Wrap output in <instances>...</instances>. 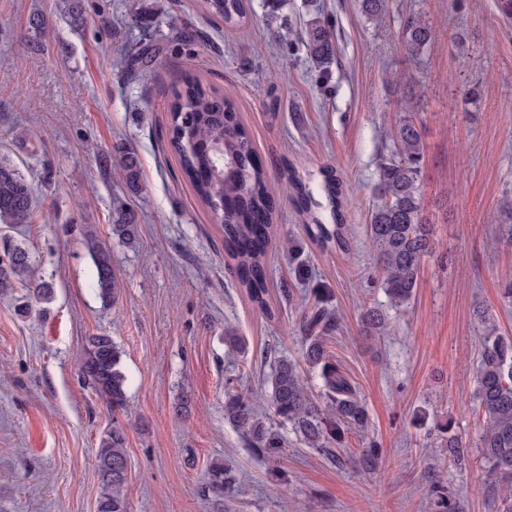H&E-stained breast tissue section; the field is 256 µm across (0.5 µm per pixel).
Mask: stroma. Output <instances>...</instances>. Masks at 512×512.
<instances>
[{
  "instance_id": "obj_1",
  "label": "stroma",
  "mask_w": 512,
  "mask_h": 512,
  "mask_svg": "<svg viewBox=\"0 0 512 512\" xmlns=\"http://www.w3.org/2000/svg\"><path fill=\"white\" fill-rule=\"evenodd\" d=\"M143 10L154 16L147 32L132 22ZM413 14L434 32L415 61L401 44ZM316 16L336 34L326 74L300 38L276 35ZM129 45L147 54L146 69L116 66ZM188 76L231 94L266 167L275 318L239 288L224 233L170 145L167 104ZM406 114L424 142L432 251L412 298L394 308L367 224L380 165L395 151L390 133ZM125 151L141 166L134 192L114 175ZM1 157L27 176L35 207L31 223L0 227V254L27 247L53 296L22 317V291L0 295V512H95L99 439L115 421L127 429L128 512H209L216 461L239 479L226 512H436V482L461 512H499L473 396L485 323L512 336L500 297L512 280L501 227L512 204V21L497 0H388L378 23L358 0H283L275 16L266 0H249L247 22L234 28L202 0H83L76 26L62 0H0ZM325 168L349 188L345 252L308 239L284 190L296 172L328 217ZM120 207L138 217L135 245L112 234ZM92 242L112 255L116 304L94 289ZM317 288L338 319L329 350L356 382L368 423L329 457L267 417L285 445L271 465L225 420L224 387L261 395L274 356L301 360ZM370 308L380 325L366 324ZM228 331L245 339L244 356L228 353ZM104 333L127 376L128 406L117 413L80 378L86 338ZM452 434L463 458L446 447Z\"/></svg>"
}]
</instances>
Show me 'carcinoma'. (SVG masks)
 <instances>
[{"label":"carcinoma","instance_id":"carcinoma-1","mask_svg":"<svg viewBox=\"0 0 512 512\" xmlns=\"http://www.w3.org/2000/svg\"><path fill=\"white\" fill-rule=\"evenodd\" d=\"M246 0H204L209 14L229 26L246 19ZM361 13L380 19L387 0H360ZM312 61L328 68L336 56L335 38L325 23L315 17L301 32ZM404 50L416 59L430 46L433 27L425 18L411 15L404 29ZM170 143L184 174L207 206L211 221L224 232V250L234 262L233 271L254 308L267 318L275 316L267 288V250L275 233V203L268 191L266 171L243 127L232 100L196 79H187L168 103ZM396 144L393 157L380 166L378 191L382 199L371 215L369 236L381 273V286L392 305L408 302L418 285L424 259L431 253L421 194L420 166L424 145L415 121L406 116L391 132ZM120 169L129 188L139 187L140 166L135 154L123 152ZM323 188L333 223H323L315 211L306 184L297 177L288 180L289 196L306 218L308 238L323 249H348L342 200L348 187L336 170L321 171ZM33 213L30 182L11 163L0 159V224H29ZM112 234L132 244L138 234L136 216L123 209L114 217ZM8 262L0 263V294L16 284L27 285L28 299L39 303L52 297V286L37 275L28 250L17 244L8 248ZM95 289L105 305L116 302L121 283L112 268L110 253L92 247ZM302 354L318 372L326 408L317 403L305 383L299 364L286 357L274 358L266 404L273 415L292 426L310 448L331 454L348 431L367 425L368 413L358 397L356 383L340 370L327 350L328 333L336 327L335 314L316 307L303 318ZM481 353L475 399L485 416L480 441L488 465L491 488H512V337L502 336L488 325L480 337ZM122 352L106 335L90 336L80 354L83 378L112 405L124 410L127 403ZM224 418L244 437L254 454L272 463L282 452V438L259 413L256 400L225 391ZM129 459L127 431L112 421L99 440L97 474L99 493L96 512H127L126 487ZM209 488L215 493L236 481L231 471L210 466Z\"/></svg>","mask_w":512,"mask_h":512}]
</instances>
